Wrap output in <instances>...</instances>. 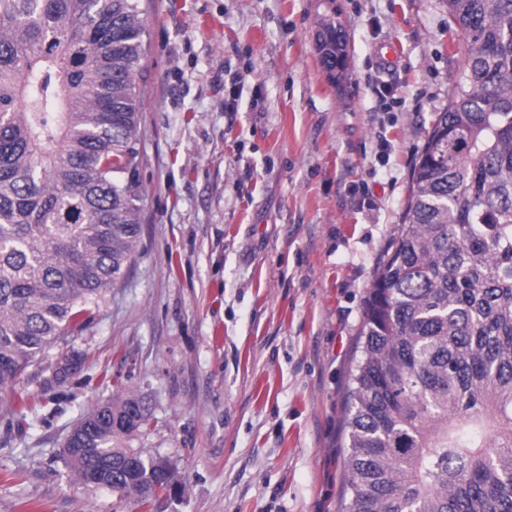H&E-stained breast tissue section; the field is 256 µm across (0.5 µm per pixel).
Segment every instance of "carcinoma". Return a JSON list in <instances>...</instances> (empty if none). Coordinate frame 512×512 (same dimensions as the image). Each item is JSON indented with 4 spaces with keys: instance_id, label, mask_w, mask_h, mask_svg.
Wrapping results in <instances>:
<instances>
[{
    "instance_id": "cac0c4a2",
    "label": "carcinoma",
    "mask_w": 512,
    "mask_h": 512,
    "mask_svg": "<svg viewBox=\"0 0 512 512\" xmlns=\"http://www.w3.org/2000/svg\"><path fill=\"white\" fill-rule=\"evenodd\" d=\"M463 64L416 159L402 224L367 289L347 393L343 512H512V0H443ZM139 0H0V392L68 349L140 248ZM346 80L336 17L318 24ZM136 395L83 416L68 476L148 504L179 489L127 445Z\"/></svg>"
}]
</instances>
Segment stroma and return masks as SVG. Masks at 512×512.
<instances>
[{
	"instance_id": "stroma-1",
	"label": "stroma",
	"mask_w": 512,
	"mask_h": 512,
	"mask_svg": "<svg viewBox=\"0 0 512 512\" xmlns=\"http://www.w3.org/2000/svg\"><path fill=\"white\" fill-rule=\"evenodd\" d=\"M140 254L74 340L0 393V512H340L366 290L448 103L463 38L441 0H140ZM347 34L345 82L316 48ZM133 447L183 485L151 505L69 481L66 437L116 391ZM316 46L324 70L332 82L346 80L345 56L346 39L335 16L320 21L316 32Z\"/></svg>"
}]
</instances>
